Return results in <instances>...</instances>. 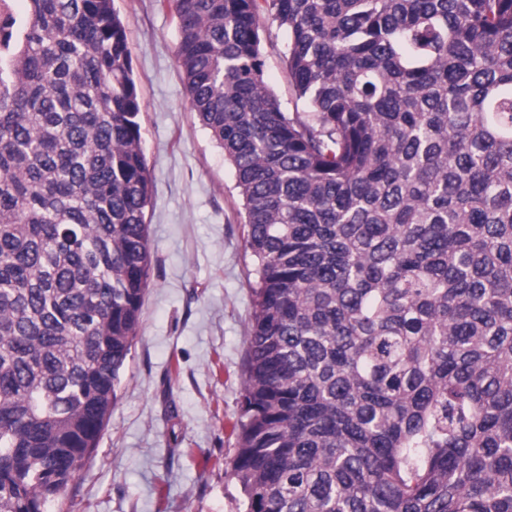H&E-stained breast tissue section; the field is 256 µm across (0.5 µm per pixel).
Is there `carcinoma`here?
<instances>
[{
  "label": "carcinoma",
  "instance_id": "carcinoma-1",
  "mask_svg": "<svg viewBox=\"0 0 512 512\" xmlns=\"http://www.w3.org/2000/svg\"><path fill=\"white\" fill-rule=\"evenodd\" d=\"M255 261L238 512H512V0H167ZM276 26L303 110L264 80ZM151 180L114 0L0 16V512L98 447Z\"/></svg>",
  "mask_w": 512,
  "mask_h": 512
}]
</instances>
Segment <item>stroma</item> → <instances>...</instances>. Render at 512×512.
<instances>
[{
	"instance_id": "1",
	"label": "stroma",
	"mask_w": 512,
	"mask_h": 512,
	"mask_svg": "<svg viewBox=\"0 0 512 512\" xmlns=\"http://www.w3.org/2000/svg\"><path fill=\"white\" fill-rule=\"evenodd\" d=\"M128 25L152 181V261L141 323L99 446L51 512H237L231 474L255 263L224 152L186 104L177 32L160 0H115ZM265 81L295 96L284 42Z\"/></svg>"
}]
</instances>
